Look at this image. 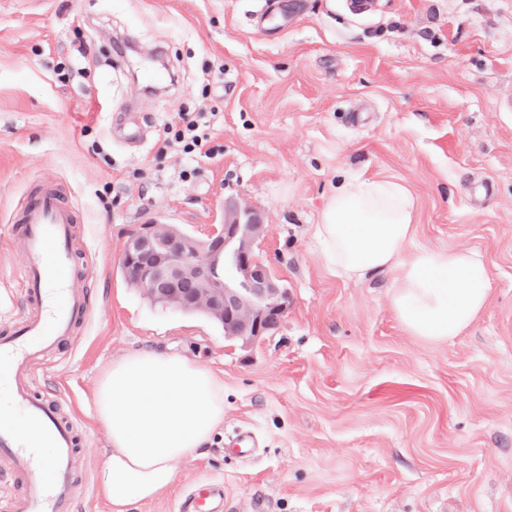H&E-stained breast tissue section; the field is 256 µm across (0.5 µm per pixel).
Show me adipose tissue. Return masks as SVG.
Wrapping results in <instances>:
<instances>
[{"instance_id": "adipose-tissue-1", "label": "adipose tissue", "mask_w": 512, "mask_h": 512, "mask_svg": "<svg viewBox=\"0 0 512 512\" xmlns=\"http://www.w3.org/2000/svg\"><path fill=\"white\" fill-rule=\"evenodd\" d=\"M417 212V196L400 180L358 176L327 197L313 233L342 280L398 268L391 305L401 325L449 341L486 309L492 274L477 249L409 251ZM91 409L109 437L100 492L109 512H132L165 494L178 463L195 458L223 424L224 381L182 355L132 352L105 367Z\"/></svg>"}]
</instances>
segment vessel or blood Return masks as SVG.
Listing matches in <instances>:
<instances>
[{"mask_svg": "<svg viewBox=\"0 0 512 512\" xmlns=\"http://www.w3.org/2000/svg\"><path fill=\"white\" fill-rule=\"evenodd\" d=\"M21 244L29 255L23 276V305L14 330L0 336V375L9 380L0 400V457L13 475L26 476L24 492L0 498V512H72L78 436L73 421L57 406L35 397L36 365L75 336L89 311L88 291L75 267L77 209L55 187L46 186L19 206ZM23 412L37 428L33 437L17 434L13 412ZM51 449L43 457L42 449ZM179 512H224V487L196 489Z\"/></svg>", "mask_w": 512, "mask_h": 512, "instance_id": "vessel-or-blood-1", "label": "vessel or blood"}]
</instances>
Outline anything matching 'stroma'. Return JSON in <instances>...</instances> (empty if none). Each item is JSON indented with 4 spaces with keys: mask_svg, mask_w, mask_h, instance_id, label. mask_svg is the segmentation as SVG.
<instances>
[{
    "mask_svg": "<svg viewBox=\"0 0 512 512\" xmlns=\"http://www.w3.org/2000/svg\"><path fill=\"white\" fill-rule=\"evenodd\" d=\"M374 2L0 0V334L28 263L12 218L39 184L65 187L77 263L95 269L89 319L36 388L78 426L75 512H108L107 432L88 403L138 349L221 376L224 423L133 512H177L210 479L224 512H512V0ZM119 39L138 42V67ZM183 109L209 113L223 156L161 150ZM120 112L143 123L140 146L113 136ZM357 176L415 193V246L485 254L491 299L460 336L406 332L397 270L348 282L326 266L312 226ZM229 200L261 212L255 251L291 295L276 334L249 348L151 306L121 270L142 225L220 224ZM240 432L255 441L244 455Z\"/></svg>",
    "mask_w": 512,
    "mask_h": 512,
    "instance_id": "1",
    "label": "stroma"
}]
</instances>
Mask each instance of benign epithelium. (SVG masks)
Returning a JSON list of instances; mask_svg holds the SVG:
<instances>
[{"mask_svg": "<svg viewBox=\"0 0 512 512\" xmlns=\"http://www.w3.org/2000/svg\"><path fill=\"white\" fill-rule=\"evenodd\" d=\"M267 232L260 211L226 203L224 223L203 233L146 225L127 241L121 268L142 295L218 320L225 339L256 345L279 329L290 304L288 289L254 251Z\"/></svg>", "mask_w": 512, "mask_h": 512, "instance_id": "benign-epithelium-1", "label": "benign epithelium"}]
</instances>
